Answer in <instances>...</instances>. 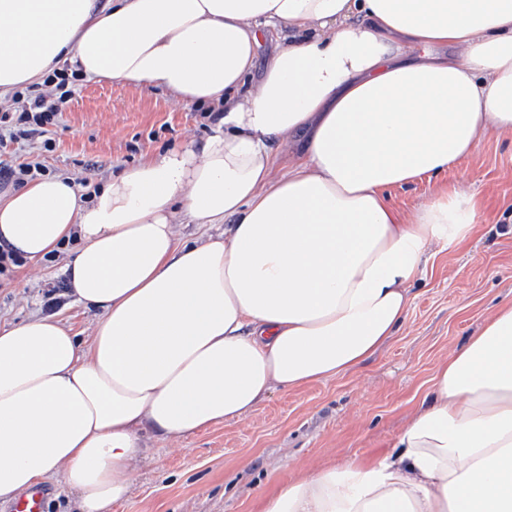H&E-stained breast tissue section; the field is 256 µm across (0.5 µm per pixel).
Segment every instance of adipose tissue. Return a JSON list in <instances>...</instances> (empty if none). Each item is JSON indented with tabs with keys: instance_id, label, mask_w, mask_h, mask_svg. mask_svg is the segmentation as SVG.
Listing matches in <instances>:
<instances>
[{
	"instance_id": "ef3b65f1",
	"label": "adipose tissue",
	"mask_w": 512,
	"mask_h": 512,
	"mask_svg": "<svg viewBox=\"0 0 512 512\" xmlns=\"http://www.w3.org/2000/svg\"><path fill=\"white\" fill-rule=\"evenodd\" d=\"M62 64L219 115L91 199L59 176L0 195V244L29 262L78 241L68 285L98 315L86 340L53 315L0 326V500L58 481L75 512L125 498L143 434L242 419L380 350L432 246L482 220L456 185L402 222L390 189L512 132V0H0V100ZM261 512H512V302L388 454Z\"/></svg>"
}]
</instances>
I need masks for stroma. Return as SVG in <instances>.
<instances>
[{"label": "stroma", "mask_w": 512, "mask_h": 512, "mask_svg": "<svg viewBox=\"0 0 512 512\" xmlns=\"http://www.w3.org/2000/svg\"><path fill=\"white\" fill-rule=\"evenodd\" d=\"M212 122L204 107L174 103L160 86L80 80L50 128L48 175L101 186L141 153L201 143ZM455 183L483 199L490 220L460 249L433 248L400 332L356 370L300 389L273 390L242 419L182 440L147 437L125 499L112 512H258L279 484L344 458L375 460L410 422L449 353L494 310L512 302V134L482 143L442 179L393 189L403 218ZM67 245L39 264L0 271V325L46 310L44 294L65 285Z\"/></svg>", "instance_id": "obj_1"}]
</instances>
